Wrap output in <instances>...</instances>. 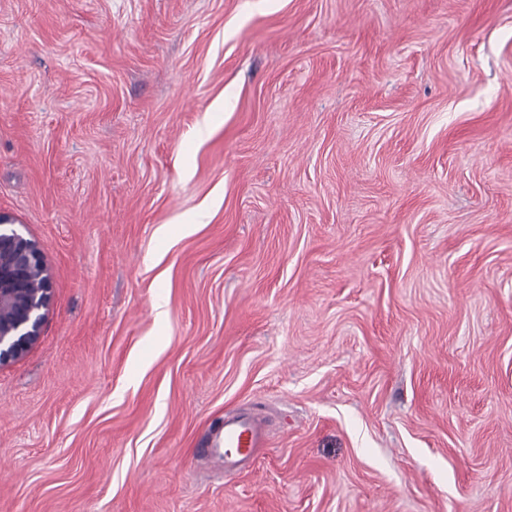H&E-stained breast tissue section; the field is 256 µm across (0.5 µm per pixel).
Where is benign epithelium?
I'll list each match as a JSON object with an SVG mask.
<instances>
[{
  "label": "benign epithelium",
  "mask_w": 512,
  "mask_h": 512,
  "mask_svg": "<svg viewBox=\"0 0 512 512\" xmlns=\"http://www.w3.org/2000/svg\"><path fill=\"white\" fill-rule=\"evenodd\" d=\"M51 299L37 243L0 215V366L22 357L38 340Z\"/></svg>",
  "instance_id": "7a95c632"
}]
</instances>
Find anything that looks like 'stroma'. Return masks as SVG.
Here are the masks:
<instances>
[{
    "instance_id": "1",
    "label": "stroma",
    "mask_w": 512,
    "mask_h": 512,
    "mask_svg": "<svg viewBox=\"0 0 512 512\" xmlns=\"http://www.w3.org/2000/svg\"><path fill=\"white\" fill-rule=\"evenodd\" d=\"M0 213V512H512V0H0ZM12 226L0 214V366L38 340L52 299L40 248ZM218 430V442L206 449L224 461L225 472L252 458L264 447V430L255 418L225 416Z\"/></svg>"
}]
</instances>
